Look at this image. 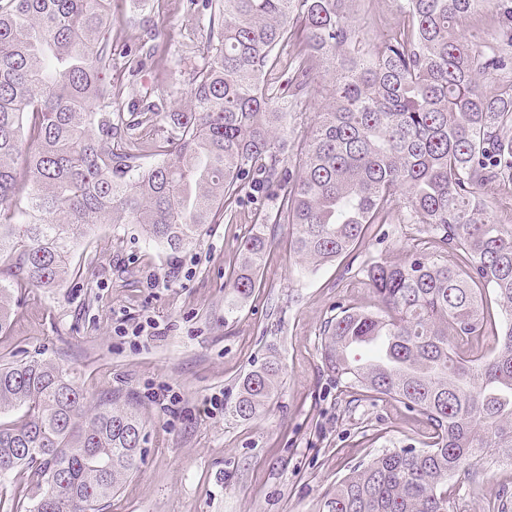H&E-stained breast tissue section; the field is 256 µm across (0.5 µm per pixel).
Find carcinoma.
I'll return each mask as SVG.
<instances>
[{"instance_id": "obj_1", "label": "carcinoma", "mask_w": 512, "mask_h": 512, "mask_svg": "<svg viewBox=\"0 0 512 512\" xmlns=\"http://www.w3.org/2000/svg\"><path fill=\"white\" fill-rule=\"evenodd\" d=\"M353 0H202L209 40L190 69L187 105L113 109L112 0H0V331L14 288H54L80 269L90 224H139L175 254L244 201L255 223L292 224L289 248L311 264L352 253L398 204L429 239L399 263L360 269L375 310L338 306L321 337L333 381L422 415L424 448L354 465L319 512H458L460 471L512 461V225L481 200L512 179V25L459 29L512 0H397L404 24L378 44L352 23ZM299 46L296 53L283 49ZM331 102L301 132L298 158L277 130L308 108L316 62ZM169 130L150 144L157 117ZM153 149L155 159L145 163ZM28 154L20 172L16 159ZM30 189L17 202V187ZM268 240L243 237L224 296L234 319L258 286ZM456 256L430 260L427 248ZM501 308L495 313L484 300ZM278 362L242 377L225 412L254 418L275 397ZM50 359L0 363V479L29 474V512H103L137 471L144 423L114 398L91 413Z\"/></svg>"}]
</instances>
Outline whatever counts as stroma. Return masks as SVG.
I'll return each instance as SVG.
<instances>
[{"instance_id": "1", "label": "stroma", "mask_w": 512, "mask_h": 512, "mask_svg": "<svg viewBox=\"0 0 512 512\" xmlns=\"http://www.w3.org/2000/svg\"><path fill=\"white\" fill-rule=\"evenodd\" d=\"M112 9L106 78L123 112L147 97L182 107L188 73L207 45L206 11L189 0H114ZM350 13L373 44L401 21L396 0H353ZM329 83L315 71L310 111H291L280 131L289 147L329 104ZM251 216L250 206L238 207L174 256L139 225L93 224L74 248L80 277L14 294L0 360H54L83 387L86 408L118 395L145 420L138 470L107 512H318L354 464L385 448L423 445L422 416L380 399L350 401L320 355V330L339 305L377 307L354 269L402 261L417 225L394 219L383 240L313 270L288 247L292 225H269L261 286L228 322L224 292ZM269 359L282 384L262 413L241 421L211 410V396L232 402L243 375ZM366 433L378 442L363 444ZM486 468L455 477L461 512H486L489 500L512 492V467Z\"/></svg>"}]
</instances>
